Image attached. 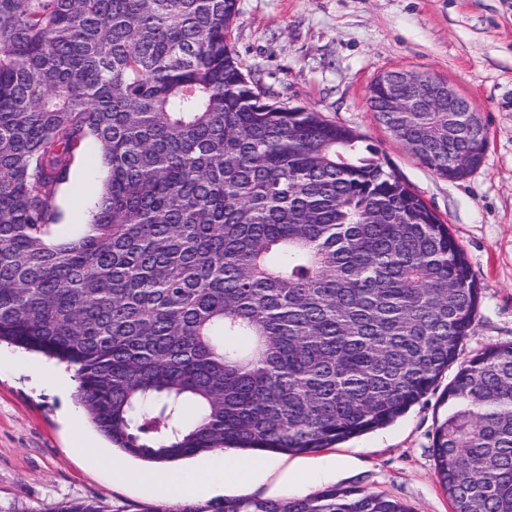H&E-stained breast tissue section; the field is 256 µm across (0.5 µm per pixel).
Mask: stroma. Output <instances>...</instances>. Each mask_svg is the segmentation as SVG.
<instances>
[{"label":"stroma","mask_w":512,"mask_h":512,"mask_svg":"<svg viewBox=\"0 0 512 512\" xmlns=\"http://www.w3.org/2000/svg\"><path fill=\"white\" fill-rule=\"evenodd\" d=\"M231 40L245 73L277 100L322 113L366 136L463 246L483 287L460 347L468 361L512 342V0H237ZM401 67L446 80L475 104L489 133L481 165L449 180L413 158L376 121L368 88ZM102 167L75 165L58 195L70 233L88 223ZM62 364L0 346V512H50L93 501L133 512L159 491L116 485L76 448L98 438ZM442 390L393 424L317 452L276 457L247 495L300 497V485L333 465L330 485L383 493L413 512H453L435 476L432 443L446 415Z\"/></svg>","instance_id":"obj_1"}]
</instances>
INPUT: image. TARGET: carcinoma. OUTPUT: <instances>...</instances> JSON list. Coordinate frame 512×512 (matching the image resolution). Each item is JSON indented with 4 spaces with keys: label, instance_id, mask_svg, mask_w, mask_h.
I'll use <instances>...</instances> for the list:
<instances>
[{
    "label": "carcinoma",
    "instance_id": "carcinoma-1",
    "mask_svg": "<svg viewBox=\"0 0 512 512\" xmlns=\"http://www.w3.org/2000/svg\"><path fill=\"white\" fill-rule=\"evenodd\" d=\"M237 0H0V343L76 366L126 455L302 454L382 428L458 359L481 297L448 225L356 130L290 112L241 70ZM421 75L377 122L436 174L484 126ZM398 98L407 112H385ZM90 223L56 196L89 140ZM433 439L453 512H512V342L448 384ZM53 512H100L95 502ZM214 512H412L328 487Z\"/></svg>",
    "mask_w": 512,
    "mask_h": 512
}]
</instances>
